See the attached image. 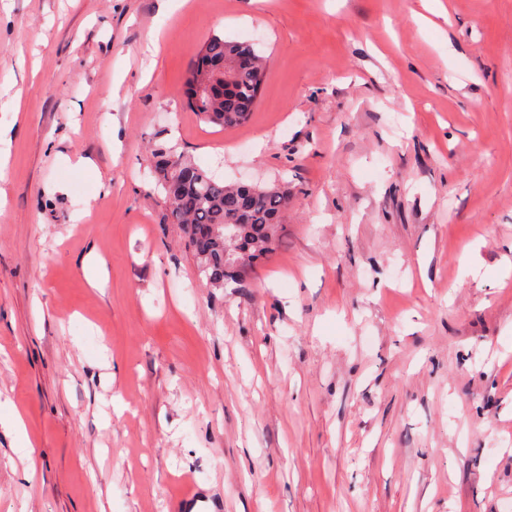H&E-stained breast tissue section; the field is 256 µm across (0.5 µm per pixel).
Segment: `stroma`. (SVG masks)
I'll list each match as a JSON object with an SVG mask.
<instances>
[{
	"instance_id": "obj_1",
	"label": "stroma",
	"mask_w": 512,
	"mask_h": 512,
	"mask_svg": "<svg viewBox=\"0 0 512 512\" xmlns=\"http://www.w3.org/2000/svg\"><path fill=\"white\" fill-rule=\"evenodd\" d=\"M442 2L0 0V512H512V0ZM215 34L267 60L232 129L183 98ZM170 147L287 182L242 282ZM178 157L190 176L179 183L168 181L167 160ZM153 176L165 192L166 204L174 207L173 221L184 227L188 245L196 258L198 272L216 288L236 283L238 274L224 260V224L237 225V237L226 245L242 248L254 258L251 266L268 257L278 246L279 224H282L290 194L288 184L268 187L226 185L181 153L163 150L156 156ZM177 161L170 165L172 182L180 181L183 171ZM223 235L217 232L222 231Z\"/></svg>"
}]
</instances>
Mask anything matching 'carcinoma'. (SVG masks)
I'll use <instances>...</instances> for the list:
<instances>
[{
	"instance_id": "1",
	"label": "carcinoma",
	"mask_w": 512,
	"mask_h": 512,
	"mask_svg": "<svg viewBox=\"0 0 512 512\" xmlns=\"http://www.w3.org/2000/svg\"><path fill=\"white\" fill-rule=\"evenodd\" d=\"M205 72L192 62L184 81V98L189 109L204 122L224 128L243 124L261 93L263 83L255 71L264 67L262 57L250 43L211 36L202 46ZM172 150L158 153L153 176L174 207L173 221L184 227L188 245L196 258L198 272L216 288L237 282L234 267L224 260V247L241 248L258 262L278 246L279 224L284 220L290 194L288 185L268 187L226 185L184 155H178L190 176L179 183L168 181L167 160ZM226 224L237 225V237L224 240Z\"/></svg>"
}]
</instances>
